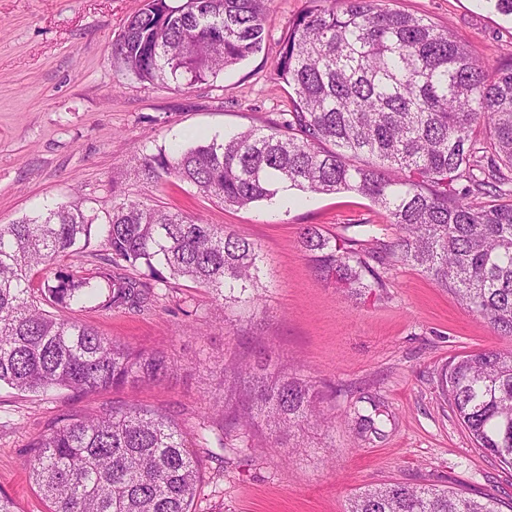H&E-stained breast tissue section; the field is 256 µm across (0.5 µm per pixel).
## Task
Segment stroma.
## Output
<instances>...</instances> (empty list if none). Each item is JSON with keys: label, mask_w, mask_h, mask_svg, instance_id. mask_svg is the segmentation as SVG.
<instances>
[{"label": "stroma", "mask_w": 512, "mask_h": 512, "mask_svg": "<svg viewBox=\"0 0 512 512\" xmlns=\"http://www.w3.org/2000/svg\"><path fill=\"white\" fill-rule=\"evenodd\" d=\"M143 0H0V224L78 200L95 224L115 198L145 201L221 224L248 237L263 257L264 310L225 307L192 283L160 288L148 309L104 310L89 302L69 317L99 333L167 352L178 368L165 385L130 391L47 396L0 386V491L19 512H50L30 484L26 449L66 414L95 413L123 402L192 425L205 392L224 386L225 362L267 350L334 392L337 410L357 398L381 403L391 419L382 436H360L337 419L328 435L309 429L290 452L193 448L204 460L194 512H348L356 491L399 481L488 494L512 512V467L476 448L438 389L441 367L455 357L510 349L480 317L419 269L395 266L388 286L359 295L318 278L299 245L315 225L339 239L391 240L386 212L348 192H291L287 204L225 207L190 185L137 179L133 159L188 147L237 131L271 126L292 105L277 78L283 38L308 0H269L259 52L189 89L149 85L118 72L111 47ZM390 8L430 19L488 68L512 64V19L486 0H388Z\"/></svg>", "instance_id": "stroma-1"}]
</instances>
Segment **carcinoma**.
Here are the masks:
<instances>
[{"label":"carcinoma","instance_id":"obj_1","mask_svg":"<svg viewBox=\"0 0 512 512\" xmlns=\"http://www.w3.org/2000/svg\"><path fill=\"white\" fill-rule=\"evenodd\" d=\"M268 0H144L112 46L113 65L148 83L204 84L258 52ZM283 39L278 79L293 111L171 154L137 158L148 183L174 177L228 207L283 191L356 192L385 210L396 238L337 241L315 225L300 246L324 279L362 292L386 287L401 264L451 291L500 336L512 337V65L489 72L450 32L386 0H312ZM486 139L477 137V131ZM93 219L75 202L0 224V384L21 393L90 394L163 383L176 363L159 351L101 335L45 304L89 297L105 309H141L159 284L191 282L218 300L263 309L261 255L247 237L144 201L113 202L103 252L32 287L33 271L80 261ZM148 278L130 275L139 268ZM107 292H102L101 284ZM224 393L208 392L224 418L222 448L258 447L254 432L292 448L312 427L330 428L317 382L260 356L224 366ZM476 447L512 466V349L459 356L439 374ZM382 410L345 411L360 436L377 434ZM209 413L186 432L133 403L66 415L34 439L30 478L52 512H192L203 461L187 435L207 440ZM349 512H500L499 500L393 482L367 488Z\"/></svg>","mask_w":512,"mask_h":512}]
</instances>
